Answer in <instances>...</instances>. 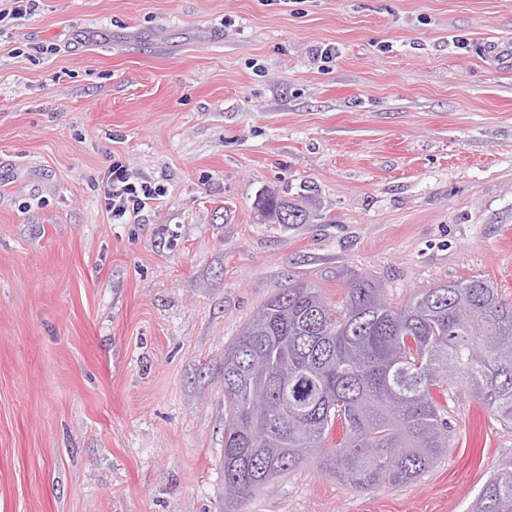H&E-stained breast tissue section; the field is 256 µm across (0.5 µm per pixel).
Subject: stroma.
<instances>
[{"label":"stroma","instance_id":"35a3bbf8","mask_svg":"<svg viewBox=\"0 0 512 512\" xmlns=\"http://www.w3.org/2000/svg\"><path fill=\"white\" fill-rule=\"evenodd\" d=\"M0 21V512H224V349L292 280L512 300V0H36ZM333 49L332 62L320 52ZM163 190L112 223L113 157ZM308 195L263 223L259 194ZM363 491L315 463L233 512H465L512 424Z\"/></svg>","mask_w":512,"mask_h":512}]
</instances>
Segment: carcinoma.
I'll use <instances>...</instances> for the list:
<instances>
[{
    "mask_svg": "<svg viewBox=\"0 0 512 512\" xmlns=\"http://www.w3.org/2000/svg\"><path fill=\"white\" fill-rule=\"evenodd\" d=\"M255 209L270 224L284 212L307 221L270 188ZM455 382L512 423V302L491 281L437 283L399 307L369 275L350 279L338 305L288 284L224 348V498L312 457L362 490L415 481L448 452L440 398ZM466 512H512V458Z\"/></svg>",
    "mask_w": 512,
    "mask_h": 512,
    "instance_id": "carcinoma-1",
    "label": "carcinoma"
}]
</instances>
